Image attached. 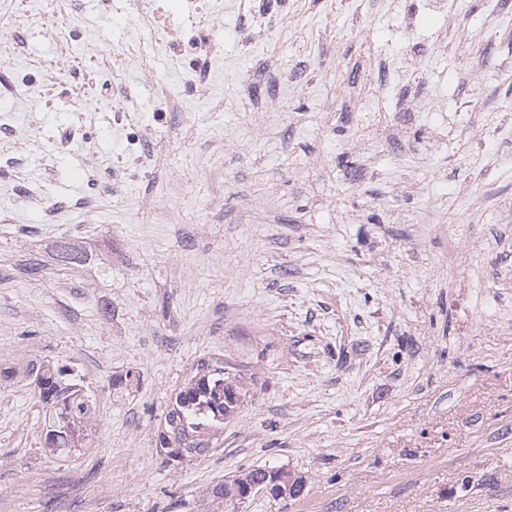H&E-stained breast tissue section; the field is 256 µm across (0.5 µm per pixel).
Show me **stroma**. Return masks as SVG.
<instances>
[{"label": "stroma", "instance_id": "35a3bbf8", "mask_svg": "<svg viewBox=\"0 0 512 512\" xmlns=\"http://www.w3.org/2000/svg\"><path fill=\"white\" fill-rule=\"evenodd\" d=\"M238 3L211 29L224 55L209 100L152 112L177 79L160 49L157 83L127 80L158 160L93 214L67 207L91 185L82 141L61 137L84 126L99 161L125 168L108 106L15 101L39 143L22 176L0 175V512H207L209 488L265 464L304 476V492L243 512H512V159L496 135L512 59L475 58L490 25L512 47V17L486 0L439 14L423 0H288L247 40ZM133 9L79 15L101 63ZM19 37L34 66L83 53L44 29ZM271 90L281 111L252 110ZM432 125L446 140L416 155ZM43 181L54 224L24 194ZM63 238L81 265L57 263ZM214 357L250 391L207 453L165 462L171 399ZM34 360L90 395L83 447L45 448Z\"/></svg>", "mask_w": 512, "mask_h": 512}]
</instances>
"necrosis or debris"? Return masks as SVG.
I'll list each match as a JSON object with an SVG mask.
<instances>
[{
  "instance_id": "obj_1",
  "label": "necrosis or debris",
  "mask_w": 512,
  "mask_h": 512,
  "mask_svg": "<svg viewBox=\"0 0 512 512\" xmlns=\"http://www.w3.org/2000/svg\"><path fill=\"white\" fill-rule=\"evenodd\" d=\"M46 2V9L39 11L28 8L27 0H0V62L11 68V82L17 88L34 92L44 100L51 96L71 95L85 109L99 102L111 103L112 126L128 128L132 125L131 113L117 101L116 95L123 89L128 70H136L142 79H153L148 49L159 45L169 51L178 65L180 82L162 89L154 102L155 111H176L179 98L186 93L201 100L208 97L210 65L223 54V46L209 41L203 27L194 22L188 23L180 32H171L163 22L157 0H138L136 10L128 19L131 37L113 55L111 65L91 70L65 57L45 67L24 64L23 46L17 36L23 28H49L60 42L84 45L86 55L97 51L96 44L90 41L82 25L62 21L53 8L55 0ZM28 138L29 133L19 123L15 109L1 104V170L21 173L24 157L20 145Z\"/></svg>"
}]
</instances>
